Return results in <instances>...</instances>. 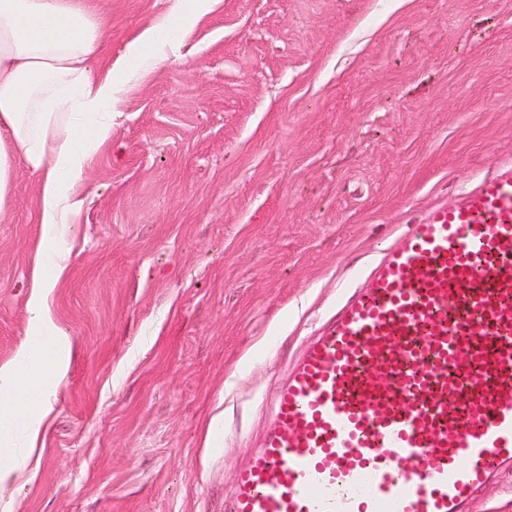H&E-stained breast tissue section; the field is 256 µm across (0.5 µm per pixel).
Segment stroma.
I'll use <instances>...</instances> for the list:
<instances>
[{
    "instance_id": "1",
    "label": "stroma",
    "mask_w": 512,
    "mask_h": 512,
    "mask_svg": "<svg viewBox=\"0 0 512 512\" xmlns=\"http://www.w3.org/2000/svg\"><path fill=\"white\" fill-rule=\"evenodd\" d=\"M120 58L170 0H96ZM61 244L71 341L15 512H224L295 355L377 249L512 164V0H221L131 77ZM37 178L0 222L30 344Z\"/></svg>"
}]
</instances>
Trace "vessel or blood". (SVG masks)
Returning a JSON list of instances; mask_svg holds the SVG:
<instances>
[{"label": "vessel or blood", "mask_w": 512, "mask_h": 512, "mask_svg": "<svg viewBox=\"0 0 512 512\" xmlns=\"http://www.w3.org/2000/svg\"><path fill=\"white\" fill-rule=\"evenodd\" d=\"M512 167L380 250L320 326L226 512H465L512 464Z\"/></svg>", "instance_id": "b4317fda"}]
</instances>
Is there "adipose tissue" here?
Instances as JSON below:
<instances>
[{"instance_id":"obj_1","label":"adipose tissue","mask_w":512,"mask_h":512,"mask_svg":"<svg viewBox=\"0 0 512 512\" xmlns=\"http://www.w3.org/2000/svg\"><path fill=\"white\" fill-rule=\"evenodd\" d=\"M219 2L173 0L169 13L141 28L111 66L102 62L111 27L93 0H0V219L13 168L23 162L37 178L41 226L28 329L51 349L46 355L23 348L0 365V484L12 475L4 461L16 445L36 450L52 410L47 383L68 370L67 339L48 299L66 270L59 242L79 209L78 190L112 138L124 92L114 71L137 73L157 63Z\"/></svg>"}]
</instances>
